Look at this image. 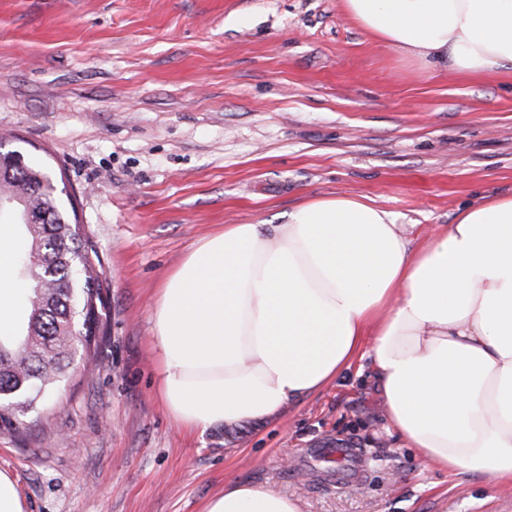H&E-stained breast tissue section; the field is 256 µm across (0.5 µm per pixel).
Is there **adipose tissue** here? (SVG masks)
Segmentation results:
<instances>
[{
	"label": "adipose tissue",
	"instance_id": "ef3b65f1",
	"mask_svg": "<svg viewBox=\"0 0 512 512\" xmlns=\"http://www.w3.org/2000/svg\"><path fill=\"white\" fill-rule=\"evenodd\" d=\"M367 35L425 71L512 75V0H343ZM0 225V329L21 288ZM149 348L187 432L264 424L336 381L359 353L387 421L425 461L512 486V197L484 196L414 244L362 197L322 195L285 224H228L158 288ZM202 512H300L233 481Z\"/></svg>",
	"mask_w": 512,
	"mask_h": 512
}]
</instances>
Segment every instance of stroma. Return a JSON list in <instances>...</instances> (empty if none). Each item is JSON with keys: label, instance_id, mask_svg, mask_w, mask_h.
<instances>
[{"label": "stroma", "instance_id": "stroma-1", "mask_svg": "<svg viewBox=\"0 0 512 512\" xmlns=\"http://www.w3.org/2000/svg\"><path fill=\"white\" fill-rule=\"evenodd\" d=\"M0 149L51 156L109 284L96 363L0 430L25 512H200L229 480L301 512H512L406 446L369 359L279 420L189 435L148 346L157 288L225 225L346 194L420 242L511 197V75L415 71L342 0H0Z\"/></svg>", "mask_w": 512, "mask_h": 512}]
</instances>
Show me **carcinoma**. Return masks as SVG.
Segmentation results:
<instances>
[{"mask_svg": "<svg viewBox=\"0 0 512 512\" xmlns=\"http://www.w3.org/2000/svg\"><path fill=\"white\" fill-rule=\"evenodd\" d=\"M73 210L48 168L20 150L0 151V216L23 229L16 274L30 308L25 325L0 334L1 429L19 430L39 398L64 381L77 348L97 360L108 285L98 249L71 222Z\"/></svg>", "mask_w": 512, "mask_h": 512, "instance_id": "carcinoma-1", "label": "carcinoma"}]
</instances>
